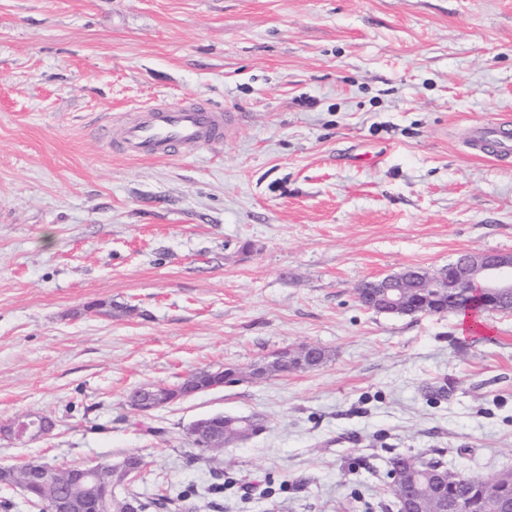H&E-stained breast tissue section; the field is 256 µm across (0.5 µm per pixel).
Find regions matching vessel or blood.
<instances>
[{
  "instance_id": "b4317fda",
  "label": "vessel or blood",
  "mask_w": 512,
  "mask_h": 512,
  "mask_svg": "<svg viewBox=\"0 0 512 512\" xmlns=\"http://www.w3.org/2000/svg\"><path fill=\"white\" fill-rule=\"evenodd\" d=\"M234 119L233 112L197 102L153 105L121 121L119 146L133 158L169 157L178 149L191 150L221 140ZM468 148L499 158L512 152V129L504 125L476 128Z\"/></svg>"
}]
</instances>
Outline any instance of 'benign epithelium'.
<instances>
[{
  "instance_id": "1",
  "label": "benign epithelium",
  "mask_w": 512,
  "mask_h": 512,
  "mask_svg": "<svg viewBox=\"0 0 512 512\" xmlns=\"http://www.w3.org/2000/svg\"><path fill=\"white\" fill-rule=\"evenodd\" d=\"M424 288H445L457 292L469 289L483 297L485 309L512 313V254H465L435 274L413 276ZM404 273L388 275L370 283V295L363 307L378 313H397L404 308V288L413 278ZM52 430L47 417L27 414L10 421L3 431L19 443H27L49 434ZM193 440L210 448L224 446V430H214L208 420L200 418L190 428ZM121 470L126 483L134 482L141 471V460L137 455H127L119 460L100 459L94 464L78 468L71 474L74 483H87L98 474ZM431 498L438 512H458L459 504L448 497L444 474L437 470L430 478ZM401 512H423L424 495L417 484L406 483L399 494Z\"/></svg>"
}]
</instances>
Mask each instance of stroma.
I'll return each mask as SVG.
<instances>
[{"mask_svg":"<svg viewBox=\"0 0 512 512\" xmlns=\"http://www.w3.org/2000/svg\"><path fill=\"white\" fill-rule=\"evenodd\" d=\"M190 98L222 141L113 153L107 114ZM512 0H0V466L127 453L141 500L197 512H398L393 454L512 471V313L397 316L360 285L512 253ZM314 345L321 367L142 418L135 387ZM263 431L197 457L187 429ZM163 436L149 434V427ZM468 148L473 153L498 159L502 154L512 152V129L504 125L476 128L470 136ZM52 430L46 416L27 414L11 420L4 428L8 436L19 443H27L39 437L46 436Z\"/></svg>","mask_w":512,"mask_h":512,"instance_id":"stroma-1","label":"stroma"}]
</instances>
